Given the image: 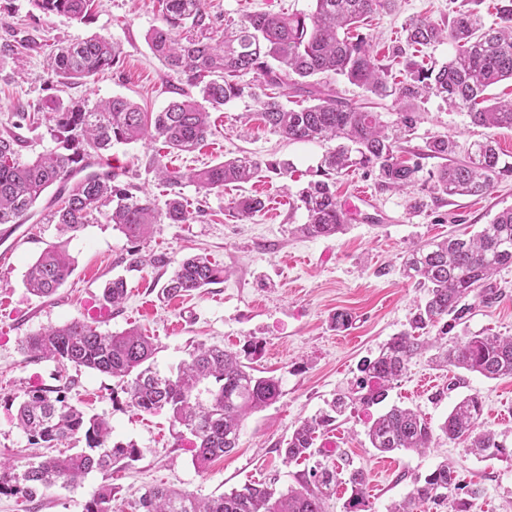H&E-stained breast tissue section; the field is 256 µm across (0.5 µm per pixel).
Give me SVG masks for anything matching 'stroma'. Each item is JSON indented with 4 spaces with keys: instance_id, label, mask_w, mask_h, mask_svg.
Masks as SVG:
<instances>
[{
    "instance_id": "35a3bbf8",
    "label": "stroma",
    "mask_w": 512,
    "mask_h": 512,
    "mask_svg": "<svg viewBox=\"0 0 512 512\" xmlns=\"http://www.w3.org/2000/svg\"><path fill=\"white\" fill-rule=\"evenodd\" d=\"M216 25L237 21L254 12L307 14L313 0H205ZM453 0H392L390 8L368 17L363 35L379 60H387L393 45L403 41V26L412 18L447 25ZM158 0H96L85 20L42 14L33 0H0V45L11 43L17 54L0 57V128L10 125L17 109L37 114L36 128L23 130L27 144L21 161L51 150L55 141L45 112L55 99L95 103L124 96L144 111L158 112L181 86L180 76L151 52L146 35L159 25ZM100 34L121 49L116 68L75 84H63L47 69V55L57 44L77 43ZM249 97L211 110L213 128L192 152L164 153L161 142L150 138L112 148V158L125 180L146 185L157 206H164L168 190L146 168L155 154L163 164L185 171L228 158L249 155L260 162L286 164L284 173L263 171L247 183H235L204 195L194 185L181 192L192 214L184 224L155 225L150 238L129 242L104 217L76 232L68 245L74 270L49 298L29 294L23 284L29 264L57 242L56 225L43 223L39 213L47 206L39 199L37 215L23 223L21 239L0 237V461L24 468L28 441L15 428L14 401L37 385H67L70 403L87 414L109 420L115 440L134 442L141 450L137 461L110 472L89 474L76 488L55 487L38 493L35 501L0 495V512H83L93 491L103 483L117 490L119 504H128L150 486L164 484L199 497L217 496L247 483L275 482L284 490L316 464L339 462L344 470L363 469L369 512H388L393 501L409 496L418 480L439 464L451 467L468 497L471 487L482 490L469 499L468 512H512V457L486 459L448 441L438 428L457 401L478 395L481 422L512 448V378L488 379L474 373L437 366L434 340L454 344L481 332L512 336V267L493 276L499 296L476 304L464 323L447 336L437 328L427 335L430 348L413 358L388 391L384 405H352L337 417L316 441L314 456L286 461L279 444L294 426L325 409L337 394L350 390L364 360L376 357L392 336L407 330L425 289L403 277L404 259L413 244L451 235L474 233L496 212L512 207V178L498 182L484 197H451L435 192V173L442 161L422 157L427 141L445 136L454 141L457 157H465L473 143L492 137L503 160L512 163V129L473 125L466 108H452L436 96L419 100L414 110L420 120L403 142L402 156L418 162L415 184L406 192L383 190L376 172L355 170L340 177V202L352 200L365 188L370 205L351 213L342 233L329 238H307L298 232L306 214L295 197L314 179L328 143H292L273 132ZM257 196L262 211L238 220L233 200ZM144 263L131 264V253ZM201 254L226 271L210 287L169 301L161 287L178 263ZM126 282L119 309L94 320L99 331L140 328L157 345L154 364L162 370L187 361L197 343L237 350L246 340L261 341L253 365L279 379L281 396L272 405L247 417L239 446L207 469H197L180 428L167 411L146 414L133 408L111 377L85 369H64L57 363L33 358L21 348L24 336L72 319L86 320L103 288L115 278ZM349 312L351 327L335 330L331 316ZM416 409L435 428L434 443L426 452L381 454L371 448L367 424L383 406Z\"/></svg>"
}]
</instances>
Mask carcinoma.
<instances>
[{
    "instance_id": "cac0c4a2",
    "label": "carcinoma",
    "mask_w": 512,
    "mask_h": 512,
    "mask_svg": "<svg viewBox=\"0 0 512 512\" xmlns=\"http://www.w3.org/2000/svg\"><path fill=\"white\" fill-rule=\"evenodd\" d=\"M95 0H35L46 15H65L83 20ZM389 0H315L313 12L280 15L250 14L220 30L214 26L204 0H162L161 24L146 36L154 55L170 70L186 77L199 89L201 100L186 97L171 101L159 112H143L133 101L114 96L89 106L84 101L48 105L55 122L57 146L36 159L20 161L25 140L17 133L31 121L25 111L14 113L16 121L0 130V225L23 224L40 196L56 187L57 206L47 222L65 236L89 223L94 214L105 216L128 240H140L150 228L165 219L185 224L190 211L180 187L189 183L206 194L230 183H245L262 168L277 169L242 155L187 173L171 171L155 156L148 169L170 189L165 210L159 211L145 189L119 180L117 172L91 170V160L109 159L115 143L142 138H161L173 149L190 151L210 133L207 107L222 106L245 94L258 103L262 120L274 132L295 143L337 141L323 158L318 176L299 196L306 222L297 231L310 238H329L340 233L346 214L333 190L336 177L353 166L378 170L387 190L404 191L416 181L418 165L398 158L402 134L417 121L414 112H401L389 124L366 107L344 101L327 83L315 82L320 74L345 77L370 96H393L416 101L435 95L450 107H465L471 122L487 128L512 129V100L486 97V90L501 81H512V0L500 8V22L485 26L469 9H459L448 20V28L427 19L412 20L404 28L406 46L394 53L406 56V78L391 83L383 65L371 55L366 37L359 33L364 19L387 8ZM447 41L455 53L439 68H425L406 49ZM120 48L109 38L92 35L63 46L49 57L51 72L63 79L80 81L115 67ZM256 75L253 84L243 82ZM264 86L290 87L314 104L288 109L277 98L261 95ZM456 145L436 137L426 142L422 155L446 163L437 171L435 189L447 196H484L495 184L512 177V163L501 159L496 142L472 145L463 159L455 157ZM76 182L71 179L78 174ZM264 207L258 197L234 202L240 220ZM512 266V207L497 212L489 223L468 237L450 236L417 245L409 251L403 275L427 289V298L413 316L410 329L392 337L379 354L363 362V376L349 399L334 398L319 415L301 421L283 441L285 459L298 460L314 454L318 433L332 425L351 405L366 408L387 397V388L406 371L408 364L425 350L418 331L440 326L448 334L454 324L470 312L469 295L490 299L489 280L497 270ZM73 271L67 241L45 248L31 263L24 278L29 293L51 297ZM224 278V269L205 257L188 258L177 265L163 294L175 298ZM121 279L102 292L100 307L118 306L125 297ZM451 322H446V317ZM24 351L38 359L87 368L115 378L130 405L145 413L169 412L192 436V462L199 469L239 447L240 432L247 416L276 402L279 380L255 374L249 365L261 343L247 341L241 349L199 344L189 353L190 361L167 374L150 359L156 347L151 337L132 327L104 334L97 327L73 319L45 328L21 340ZM439 366H452L485 378L512 377V336L474 335L442 348L435 357ZM482 403L478 396L459 400L440 426L450 441H458L469 452L485 458L512 456V448L481 428ZM15 425L35 446L24 469L0 462V494L27 501L55 486L75 488L93 471H110L138 460L140 448L130 441L112 439V427L101 416H88L67 401L62 389L32 387L18 402ZM372 448L380 453L396 450L422 452L434 435L418 411L391 406L367 429ZM72 439L84 446L66 456L43 450ZM336 469L319 466L304 475L298 486L281 492L272 484H245L217 497L197 496L162 485L151 486L130 505L135 512H325L324 500L336 486ZM351 487L346 512H366V476L360 469L348 473ZM456 477L448 464L438 465L406 499L393 503L389 512H427L433 504L448 512H467L466 501L454 496ZM84 512H122L114 505V488L100 485L84 505Z\"/></svg>"
}]
</instances>
